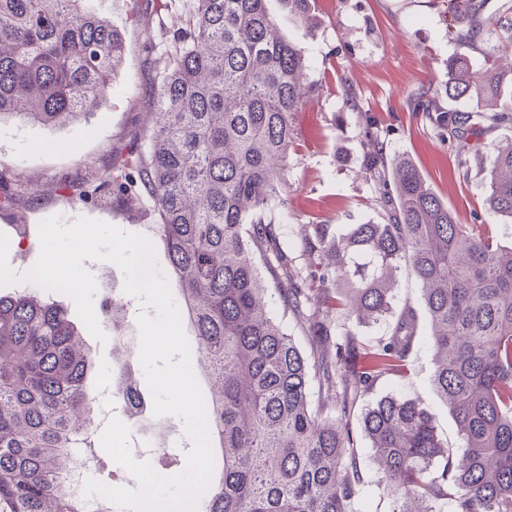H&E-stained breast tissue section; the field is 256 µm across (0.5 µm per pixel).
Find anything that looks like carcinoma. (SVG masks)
<instances>
[{
    "label": "carcinoma",
    "mask_w": 512,
    "mask_h": 512,
    "mask_svg": "<svg viewBox=\"0 0 512 512\" xmlns=\"http://www.w3.org/2000/svg\"><path fill=\"white\" fill-rule=\"evenodd\" d=\"M90 0H0V121L46 127L97 110L125 53L122 33ZM300 23L315 0H282ZM460 52L448 96L469 111L417 108L448 130L460 156L483 153V131L512 124L500 103L508 70L470 69L467 50L486 31L512 33V11L483 16L484 0H448ZM152 94L157 112L107 168L89 167L58 189L83 203L149 204L203 367L214 380L209 437L224 467L200 512H352L361 479L353 407L383 379L402 378L418 311L398 306L396 274L421 285L433 385L456 423L453 452L413 398L390 395L362 418L391 512H512V247L491 224H461L408 159L389 176L383 147L364 170L381 185L383 224L305 236L311 263L293 266L279 241L283 167L304 98L305 60L278 29L267 0H193L172 33ZM21 173L0 174V210L33 200ZM489 217L512 225V140L493 147ZM318 341L336 318V355L308 356L267 310L269 293ZM104 311L120 329L123 308ZM388 331L369 348L351 322ZM92 360L66 309L38 292L0 294V512H88L64 481L74 446L95 451ZM321 397L311 398L312 385ZM119 388L138 414L136 378Z\"/></svg>",
    "instance_id": "carcinoma-1"
}]
</instances>
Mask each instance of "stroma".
<instances>
[{"label":"stroma","mask_w":512,"mask_h":512,"mask_svg":"<svg viewBox=\"0 0 512 512\" xmlns=\"http://www.w3.org/2000/svg\"><path fill=\"white\" fill-rule=\"evenodd\" d=\"M95 6L123 34L126 52L121 67L90 119L52 128L14 117L0 121V171L25 173L40 187L38 197L24 207L25 236L17 235L16 217L9 211H0V233L10 240V268L20 270L39 257L42 220L56 216L68 225L80 217L98 219L148 239L157 266L166 275L170 263L156 235L152 212L144 207L74 201L57 192L56 186L61 180L79 181L88 166L108 165L150 119L155 110L151 89L158 80L164 45L149 41L147 31L186 26L192 0H168L160 12L153 0H96ZM269 8L283 35L306 59V97L296 118L297 138L288 151L287 213L280 228L281 245L295 267L308 263L302 240L312 225L327 224L332 232L342 233L351 224L380 222L379 185L362 168L378 141L386 158L408 156L461 223H489L484 205L488 160H461L447 132L414 106L420 97L445 110L467 106L465 100L448 97V61L457 52L448 31V0H317L306 27L289 17L280 0H270ZM369 129L374 132L370 138L365 135ZM83 265L97 282L95 303L112 297L126 305L123 330L132 338L130 368L140 380L145 403H152L137 355L142 305L124 292V274L118 266L95 258L84 260ZM427 335L428 321L419 318L407 378L381 381L366 400L372 403L392 393L421 399L433 414L439 435L454 449L460 440L447 406L433 387ZM106 408L128 427L136 460L149 462L163 476L184 469L191 443L180 419L150 414L145 424H137L128 415L122 395L116 393ZM357 442L362 492L356 512H389V499L377 485L369 443L362 436Z\"/></svg>","instance_id":"stroma-1"}]
</instances>
